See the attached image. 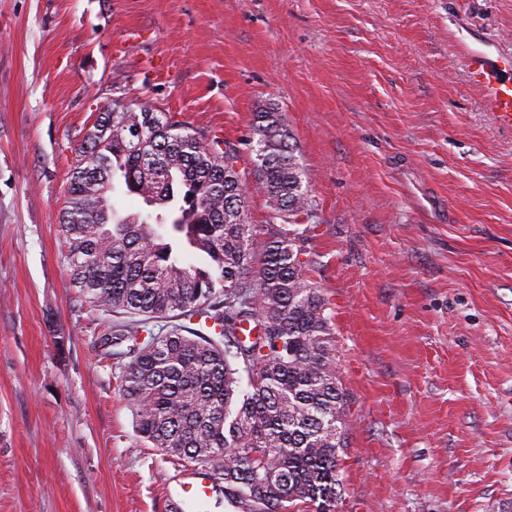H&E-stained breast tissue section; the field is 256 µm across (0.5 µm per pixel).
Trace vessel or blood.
I'll return each instance as SVG.
<instances>
[{"mask_svg": "<svg viewBox=\"0 0 512 512\" xmlns=\"http://www.w3.org/2000/svg\"><path fill=\"white\" fill-rule=\"evenodd\" d=\"M512 69V56L491 59L486 54L475 52L467 58L470 82L486 98L500 125L512 129V80L502 79L501 68ZM213 495L211 481L200 473H193L189 482L180 486L178 496L170 498V512H183L187 499L209 500Z\"/></svg>", "mask_w": 512, "mask_h": 512, "instance_id": "b4317fda", "label": "vessel or blood"}]
</instances>
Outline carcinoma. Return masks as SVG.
I'll list each match as a JSON object with an SVG mask.
<instances>
[{"mask_svg":"<svg viewBox=\"0 0 512 512\" xmlns=\"http://www.w3.org/2000/svg\"><path fill=\"white\" fill-rule=\"evenodd\" d=\"M257 120L248 172L236 148L178 114L113 99L76 153L59 228L86 301L142 317L101 336L105 358L126 359L137 434L211 472L240 512H337L348 395L328 302L292 229L315 228L317 214L281 115ZM117 175L147 216L118 214ZM250 175L266 197L260 226ZM168 318L185 323L147 329Z\"/></svg>","mask_w":512,"mask_h":512,"instance_id":"cac0c4a2","label":"carcinoma"}]
</instances>
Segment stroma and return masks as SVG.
<instances>
[{
    "label": "stroma",
    "mask_w": 512,
    "mask_h": 512,
    "mask_svg": "<svg viewBox=\"0 0 512 512\" xmlns=\"http://www.w3.org/2000/svg\"><path fill=\"white\" fill-rule=\"evenodd\" d=\"M512 0H0V512H168L182 466L137 436L70 281L75 154L113 98L252 154L281 113L351 398L338 512L512 504V130L470 49Z\"/></svg>",
    "instance_id": "stroma-1"
}]
</instances>
